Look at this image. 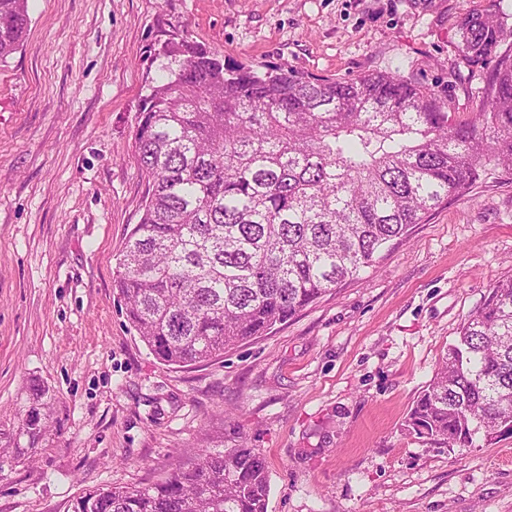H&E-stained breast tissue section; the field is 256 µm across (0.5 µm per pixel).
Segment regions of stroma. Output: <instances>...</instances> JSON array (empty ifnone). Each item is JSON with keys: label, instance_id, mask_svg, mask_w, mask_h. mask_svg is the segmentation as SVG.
Wrapping results in <instances>:
<instances>
[{"label": "stroma", "instance_id": "1", "mask_svg": "<svg viewBox=\"0 0 512 512\" xmlns=\"http://www.w3.org/2000/svg\"><path fill=\"white\" fill-rule=\"evenodd\" d=\"M490 0H29L0 63V512H71L206 448L268 462L267 512H512V436L443 448L401 425L466 316L512 275V179L483 178L294 318L195 365H165L113 275L147 185L138 111L172 38L263 72H390L460 119L486 65L459 22ZM50 429L18 420L33 385Z\"/></svg>", "mask_w": 512, "mask_h": 512}]
</instances>
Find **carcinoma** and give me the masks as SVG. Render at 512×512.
<instances>
[{
  "label": "carcinoma",
  "mask_w": 512,
  "mask_h": 512,
  "mask_svg": "<svg viewBox=\"0 0 512 512\" xmlns=\"http://www.w3.org/2000/svg\"><path fill=\"white\" fill-rule=\"evenodd\" d=\"M29 0H0V63L23 44ZM458 55L487 64L480 112L459 121L431 89L391 73L326 80L259 73L181 39L142 100L148 181L114 287L169 365L224 355L375 266L412 225L488 175L512 176V30L492 12L459 24ZM33 388L21 434L48 420ZM404 430L448 448L512 435V275L459 327ZM266 460L204 451L144 487H94L72 512H267Z\"/></svg>",
  "instance_id": "cac0c4a2"
}]
</instances>
